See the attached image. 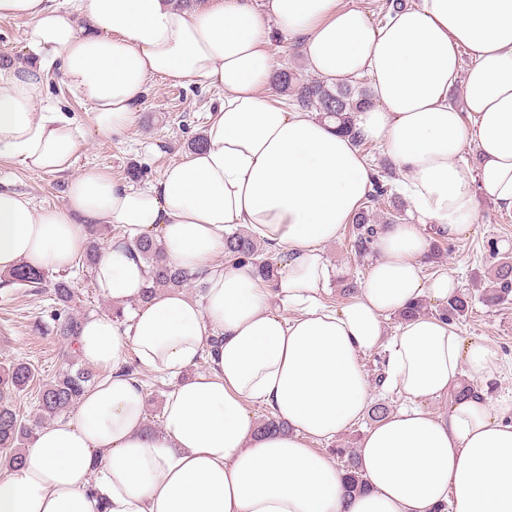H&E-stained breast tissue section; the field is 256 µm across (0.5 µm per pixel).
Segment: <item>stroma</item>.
Returning <instances> with one entry per match:
<instances>
[{"mask_svg": "<svg viewBox=\"0 0 512 512\" xmlns=\"http://www.w3.org/2000/svg\"><path fill=\"white\" fill-rule=\"evenodd\" d=\"M27 26L20 18H0V67L27 64L32 56L24 48L22 34ZM46 101L74 118L84 134L69 176L95 167L121 183L137 179L146 184L160 179L164 169L188 153L190 144L202 133L208 113L223 94L216 88L193 83L174 85L151 79L138 103V118L122 133L97 134L86 100L68 87L61 68H53L44 93ZM69 176L35 175L15 159H0V188L25 193L38 209L59 208L66 203ZM347 233L325 245L332 275L323 293L327 305L336 307L348 297V284L365 276L369 262L354 258L347 247ZM441 256L427 259L425 276L445 270L457 278L458 292L472 298V309L457 321L461 335L480 338L501 355L500 371L491 383L492 395L512 391V299L485 306L481 293L491 287L495 270L505 257H512V210L480 200L477 216L468 235L440 243ZM50 291L24 288L0 279V366L27 361L40 379H50L65 364L64 344L53 333Z\"/></svg>", "mask_w": 512, "mask_h": 512, "instance_id": "stroma-1", "label": "stroma"}]
</instances>
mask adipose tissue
<instances>
[{
  "instance_id": "1",
  "label": "adipose tissue",
  "mask_w": 512,
  "mask_h": 512,
  "mask_svg": "<svg viewBox=\"0 0 512 512\" xmlns=\"http://www.w3.org/2000/svg\"><path fill=\"white\" fill-rule=\"evenodd\" d=\"M2 17L27 20L35 61L0 68V158L33 174H69L84 139L72 117L41 104L54 66L105 135L135 122L156 77L218 88L223 100L203 146L145 187L91 169L69 174L63 208L40 210L0 188V274L71 268L86 250L85 221L103 219L126 240L103 249L96 286L111 304L139 306L128 319H84L77 353L102 376L20 465L0 462V512H512V393L490 394L497 350L435 316L385 329L412 303L455 292L448 272L422 273L432 233L469 232L482 195L512 210V0H414L379 24L342 0H74L70 9L0 0ZM275 30L300 42L328 83L370 77L355 135L274 93L266 46ZM456 89L458 107L448 101ZM359 137L382 145L418 221L379 234L358 292L334 308L320 301L331 277L323 247L373 189ZM471 143L475 169L461 161ZM241 226L284 250L273 285L216 264L225 232ZM144 235L203 276L204 303L179 291L142 301L149 268L133 243ZM274 299L299 315L285 318ZM378 349L383 389L404 405L363 437L367 488L351 495L343 471L310 443L366 414L360 357ZM130 352L174 380L160 431L147 429V395L120 371ZM203 357L209 371L192 374ZM467 377L470 395L447 415L425 409ZM250 402L287 430H258Z\"/></svg>"
}]
</instances>
